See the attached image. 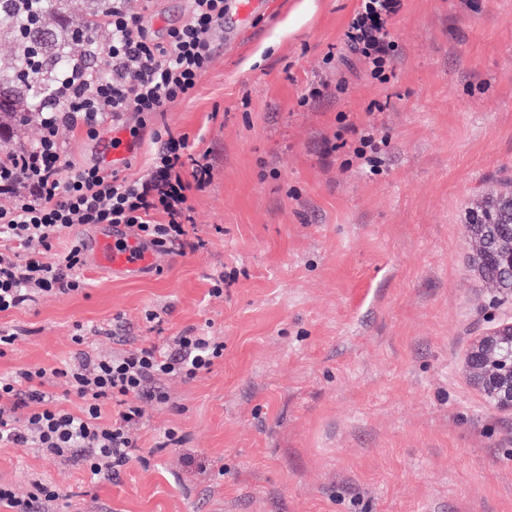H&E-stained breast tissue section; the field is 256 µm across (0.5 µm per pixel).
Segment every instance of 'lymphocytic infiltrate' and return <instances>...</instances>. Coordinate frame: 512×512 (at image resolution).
<instances>
[{"mask_svg":"<svg viewBox=\"0 0 512 512\" xmlns=\"http://www.w3.org/2000/svg\"><path fill=\"white\" fill-rule=\"evenodd\" d=\"M127 3L112 0L102 23L107 38L91 41L84 65L63 78L51 106L37 110V139L0 148V313L85 288L83 239L50 254L54 239L73 227L122 225L157 253L193 246L189 197L210 183L212 167L189 159L183 138H161L150 171L134 179L107 165L74 168L65 160L64 131L95 137L107 120L138 142L212 64L211 36L224 23V0H192L189 16L160 41L150 35L151 17L130 12ZM402 8L403 0H361L343 33L345 48L384 83L396 76L392 25ZM94 58L105 59L106 70L91 66ZM223 355V344L186 332L117 357L80 349L60 367L1 374L0 446L38 449L98 479L116 476L142 451L143 404L168 403L167 380L195 379ZM59 380L80 400L79 412L62 408L49 393ZM108 404L113 412L106 422ZM58 499L57 490L41 482L23 499L0 483V504L12 512H50Z\"/></svg>","mask_w":512,"mask_h":512,"instance_id":"obj_1","label":"lymphocytic infiltrate"}]
</instances>
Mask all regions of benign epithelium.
Wrapping results in <instances>:
<instances>
[{
  "instance_id": "benign-epithelium-1",
  "label": "benign epithelium",
  "mask_w": 512,
  "mask_h": 512,
  "mask_svg": "<svg viewBox=\"0 0 512 512\" xmlns=\"http://www.w3.org/2000/svg\"><path fill=\"white\" fill-rule=\"evenodd\" d=\"M467 228L476 245L481 272L498 294L497 304L512 301V289L501 287L496 278L487 275L491 264L512 274V233L500 235L494 224H469ZM506 345L512 346V321L481 337L468 352L465 363L472 380L493 407L512 411V357L502 354Z\"/></svg>"
}]
</instances>
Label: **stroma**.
<instances>
[{"mask_svg":"<svg viewBox=\"0 0 512 512\" xmlns=\"http://www.w3.org/2000/svg\"><path fill=\"white\" fill-rule=\"evenodd\" d=\"M358 4L271 0L238 35L226 0L194 97L158 119L213 167L189 198L197 249L87 264L84 290L0 313L18 334L0 374L59 366L79 335L105 355L190 328L223 342L143 406L141 445L179 444L110 479L0 447V482L54 486L60 512H512V413L464 364L495 295L466 216L512 195V0H404L386 84L341 42ZM344 114L372 126L380 173L355 136L325 154ZM111 135L67 133L66 161L109 162Z\"/></svg>","mask_w":512,"mask_h":512,"instance_id":"1","label":"stroma"}]
</instances>
